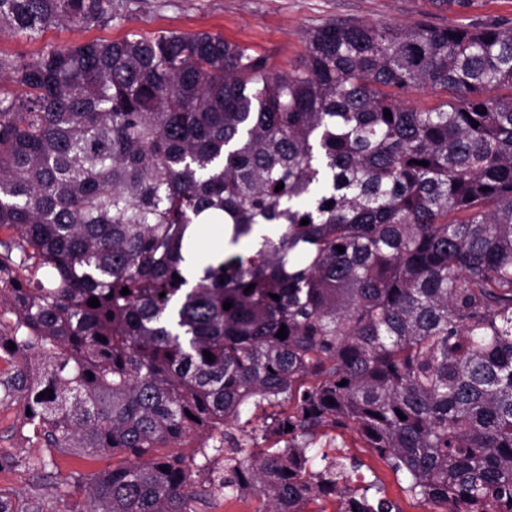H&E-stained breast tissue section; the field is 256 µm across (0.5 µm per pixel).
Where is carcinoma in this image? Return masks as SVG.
<instances>
[{
    "label": "carcinoma",
    "instance_id": "1",
    "mask_svg": "<svg viewBox=\"0 0 512 512\" xmlns=\"http://www.w3.org/2000/svg\"><path fill=\"white\" fill-rule=\"evenodd\" d=\"M123 8L0 0V34ZM305 46L287 72L208 32L0 54V406L125 455L56 512H401L315 452L347 431L432 508L512 512V23L338 19ZM209 210L229 247L190 285ZM0 512L51 510L34 487Z\"/></svg>",
    "mask_w": 512,
    "mask_h": 512
}]
</instances>
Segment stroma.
Here are the masks:
<instances>
[{
	"label": "stroma",
	"instance_id": "obj_1",
	"mask_svg": "<svg viewBox=\"0 0 512 512\" xmlns=\"http://www.w3.org/2000/svg\"><path fill=\"white\" fill-rule=\"evenodd\" d=\"M125 3V19L109 26L89 29L52 26L30 39L0 35V53L30 57L53 47L94 39H119L130 32H210L273 55L277 67L286 71L298 64L305 51L304 32L337 18L468 25L492 17L512 23V0H474L468 8L448 5L444 0H125ZM21 416L20 406L0 407V455L20 460L13 469L0 471V495L14 499L26 495L34 483L32 470L22 463L29 456L40 455L53 462L58 479L74 473L91 477L111 468L113 457L108 453L76 457L27 441L19 432ZM346 453L361 461L362 476L377 477L386 496L397 502L401 512H432L420 500L403 492L401 481L370 449L353 444Z\"/></svg>",
	"mask_w": 512,
	"mask_h": 512
}]
</instances>
